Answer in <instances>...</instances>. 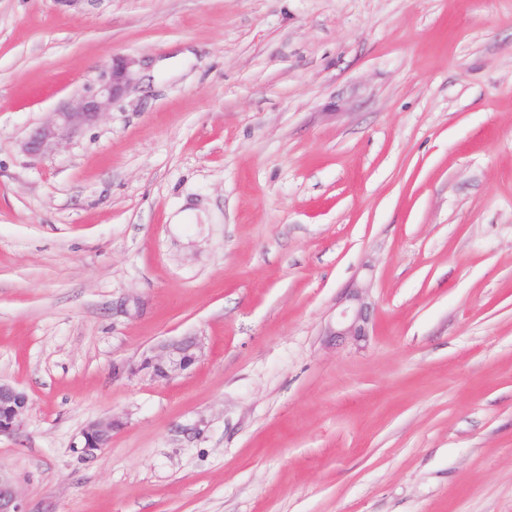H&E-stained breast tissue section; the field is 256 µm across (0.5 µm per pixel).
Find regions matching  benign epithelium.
Returning <instances> with one entry per match:
<instances>
[{"instance_id":"1","label":"benign epithelium","mask_w":512,"mask_h":512,"mask_svg":"<svg viewBox=\"0 0 512 512\" xmlns=\"http://www.w3.org/2000/svg\"><path fill=\"white\" fill-rule=\"evenodd\" d=\"M138 62L126 55H114L100 73L96 83L71 104L53 113V118L33 128L24 143L25 151L39 156L52 151L67 136L98 122L114 103L121 100L136 84ZM367 287L358 285L349 289L343 300L347 302L336 315V329L329 335L350 336L359 339L368 335L370 316L365 304ZM204 354V344L197 336H181L164 340L143 352L138 364L131 368L134 375L142 374L153 380L171 381L191 370ZM0 406L7 409L0 417V436L10 435L21 425L29 408L25 393L14 386L0 382ZM121 425L115 417L88 425L82 433L86 455L107 447L112 432ZM0 512H24L15 490V480L0 470Z\"/></svg>"}]
</instances>
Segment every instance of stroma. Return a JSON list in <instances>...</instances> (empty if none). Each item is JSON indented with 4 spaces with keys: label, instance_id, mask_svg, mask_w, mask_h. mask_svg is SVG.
I'll return each mask as SVG.
<instances>
[{
    "label": "stroma",
    "instance_id": "35a3bbf8",
    "mask_svg": "<svg viewBox=\"0 0 512 512\" xmlns=\"http://www.w3.org/2000/svg\"><path fill=\"white\" fill-rule=\"evenodd\" d=\"M0 381L25 512H512V0H0ZM138 62L126 55L112 56L96 83L71 104L53 112V118L33 128L24 143L34 156L51 152L67 136L98 122L114 103L121 100L136 84ZM367 290L368 288L364 285L349 288L342 298L348 305L336 315V329L330 328L329 336H350L355 340L368 336L370 316L365 304ZM203 354L204 344L198 336L167 339L143 352L131 374L171 381L191 370ZM0 406L8 410L6 415L0 417V436L10 435L21 425L28 411V398L14 386L0 382ZM121 424L118 418L111 417L88 425L82 433L84 453L93 456L96 451L107 447L112 440V432Z\"/></svg>",
    "mask_w": 512,
    "mask_h": 512
}]
</instances>
